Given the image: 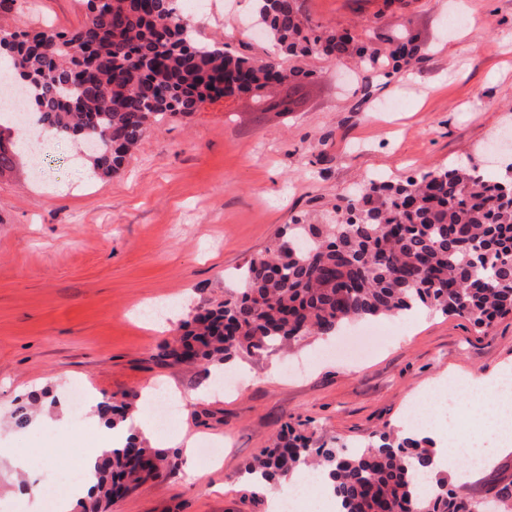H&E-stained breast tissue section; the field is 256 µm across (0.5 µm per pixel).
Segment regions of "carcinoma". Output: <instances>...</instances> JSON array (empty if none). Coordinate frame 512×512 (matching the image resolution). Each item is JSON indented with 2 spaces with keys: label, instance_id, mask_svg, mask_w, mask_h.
Masks as SVG:
<instances>
[{
  "label": "carcinoma",
  "instance_id": "cac0c4a2",
  "mask_svg": "<svg viewBox=\"0 0 512 512\" xmlns=\"http://www.w3.org/2000/svg\"><path fill=\"white\" fill-rule=\"evenodd\" d=\"M254 13L279 50L341 63L357 57L387 76L422 58L408 27L383 51L314 24L299 0H260ZM26 81V112L34 124L89 151L98 174L120 170L148 127L167 116L191 115L225 94H262L310 77L273 57L231 55L200 42L178 0H112L70 30L49 28L0 37V64ZM17 122L0 118V170L13 165L27 140ZM478 167H437L400 182L373 178L343 198L327 224H288L265 254L237 269L243 288L199 306L183 333L158 357L170 365H210L260 354L311 336L330 338L350 321L426 308L468 319L476 328L512 313V177L485 178ZM32 394L11 411L13 424L32 421ZM129 403H103L109 424L127 417ZM427 438L384 431L354 455L310 445L286 425L272 446L246 465L262 478L288 480L315 466L331 480L343 512H473L460 488L438 479L420 490L415 474L431 465ZM177 455L136 437L103 454L98 480L81 512H106L117 498L175 467Z\"/></svg>",
  "mask_w": 512,
  "mask_h": 512
}]
</instances>
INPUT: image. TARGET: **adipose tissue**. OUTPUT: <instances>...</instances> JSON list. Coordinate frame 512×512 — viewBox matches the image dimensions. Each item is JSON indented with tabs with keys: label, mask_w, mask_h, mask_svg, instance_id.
<instances>
[{
	"label": "adipose tissue",
	"mask_w": 512,
	"mask_h": 512,
	"mask_svg": "<svg viewBox=\"0 0 512 512\" xmlns=\"http://www.w3.org/2000/svg\"><path fill=\"white\" fill-rule=\"evenodd\" d=\"M508 376L506 373L492 380L471 375L441 377L433 381L423 398L426 423L424 434L433 439L434 451L431 472L451 474L457 484H464L468 478L460 468V461H478L489 464L505 450L512 441L504 414L496 408L504 393ZM466 411L471 424L468 437L454 435L455 417L459 411ZM138 430L144 437H152L150 421L142 412H134L130 418L116 427L101 425L96 401H89L84 420L76 427L77 433L84 435L88 446L80 464L79 479L58 494L53 503H45L40 494L27 496L24 506L27 512H43L44 507H52L53 512H70L71 502L87 493L95 482L94 462L105 450L124 443L131 430Z\"/></svg>",
	"instance_id": "adipose-tissue-1"
}]
</instances>
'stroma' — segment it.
I'll use <instances>...</instances> for the list:
<instances>
[{
  "mask_svg": "<svg viewBox=\"0 0 512 512\" xmlns=\"http://www.w3.org/2000/svg\"><path fill=\"white\" fill-rule=\"evenodd\" d=\"M219 13L189 7L201 41L264 58L275 49L251 29L249 0H221ZM313 22L369 32L376 47L404 21L425 50L392 78L318 56L282 57L311 70L301 107L261 112L251 95L208 102L151 125L123 169L87 180L76 143L50 135L40 170L16 160L0 172V448L31 459V472L0 470V512H22L30 490L63 482L87 442L72 433V375L100 399L138 402L152 382L178 390L168 448L187 432L221 449L207 482L187 481L184 460L166 477L113 502L109 512H267V494L243 467L283 426L339 440L345 452L398 429L409 401L442 374L496 375L512 360V313L478 330L431 310L388 320L392 341L357 355L332 354L319 338L228 365L234 390L212 388L215 367L166 365L158 355L188 311L223 296L238 267L278 230L306 216L320 222L371 175L406 180L438 166L477 165L485 176L512 162V0H301ZM81 0H16L0 31L65 30L84 19ZM373 94L362 98L360 87ZM401 109L388 112L389 100ZM49 392L41 422L19 429L17 400ZM512 483V450L473 471V500Z\"/></svg>",
  "mask_w": 512,
  "mask_h": 512,
  "instance_id": "35a3bbf8",
  "label": "stroma"
}]
</instances>
